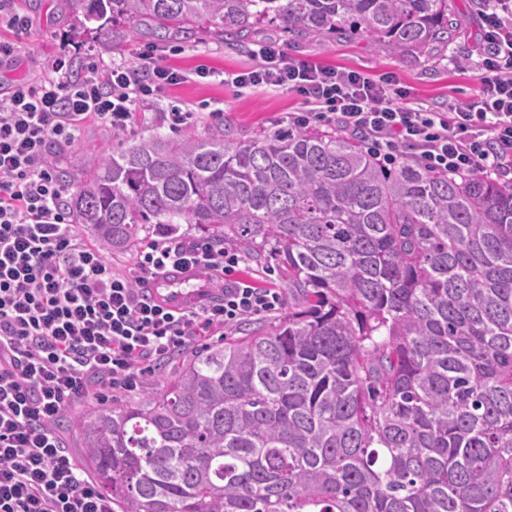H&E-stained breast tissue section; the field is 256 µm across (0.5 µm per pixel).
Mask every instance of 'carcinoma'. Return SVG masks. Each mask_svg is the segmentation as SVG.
Masks as SVG:
<instances>
[{
  "label": "carcinoma",
  "mask_w": 512,
  "mask_h": 512,
  "mask_svg": "<svg viewBox=\"0 0 512 512\" xmlns=\"http://www.w3.org/2000/svg\"><path fill=\"white\" fill-rule=\"evenodd\" d=\"M69 2L76 37L124 20L241 43L266 22L423 55L460 23L448 0ZM71 205L114 251L191 224L286 277L267 328L77 420L119 512H512V187L281 122L157 132Z\"/></svg>",
  "instance_id": "cac0c4a2"
}]
</instances>
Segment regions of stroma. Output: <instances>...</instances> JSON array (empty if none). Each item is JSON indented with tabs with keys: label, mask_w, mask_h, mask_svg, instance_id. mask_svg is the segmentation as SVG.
<instances>
[{
	"label": "stroma",
	"mask_w": 512,
	"mask_h": 512,
	"mask_svg": "<svg viewBox=\"0 0 512 512\" xmlns=\"http://www.w3.org/2000/svg\"><path fill=\"white\" fill-rule=\"evenodd\" d=\"M11 5L31 22L29 30L20 34L0 28V38L15 42L24 58L18 77L31 81L42 78L64 42L71 45L70 71L76 78L84 76L88 58L106 65L114 61L131 64L139 51L152 43L158 44L165 63L188 76L186 82L169 89L149 110L136 113L127 130L113 132L95 121H86L80 142L69 150L63 166L68 174L65 184L72 192L97 170L112 150L137 143L155 132L167 131L164 114L172 106H179L189 114L186 123L178 128V135L195 137L226 127L234 133L248 135L287 119L289 113L306 111L305 101L286 89L239 88L220 81L219 72L239 73L254 67L257 59L253 49L268 40L283 42L290 55L323 67L354 70L372 77L390 75L406 91V102L411 107L446 112L474 99L482 88L477 73L461 70L463 64L476 59L481 43V21L475 0H448V12L460 19V26L448 45L419 56L403 55L391 45L375 46L363 38L356 41L320 36L287 39L278 28L264 24L257 25L242 46L212 39L201 32L160 41L150 26L140 25L134 32L126 22L115 25L110 37L78 38L74 35L77 17L66 0H11ZM200 68L212 70V77L195 78L194 73ZM171 368L166 360L143 362L138 390L106 388L101 397L116 404L140 398ZM98 398L91 396L70 406L60 423L59 429L74 460L82 458L81 436L75 419L94 409Z\"/></svg>",
	"instance_id": "obj_1"
}]
</instances>
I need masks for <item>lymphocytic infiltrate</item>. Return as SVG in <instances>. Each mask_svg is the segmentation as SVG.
Listing matches in <instances>:
<instances>
[{
    "mask_svg": "<svg viewBox=\"0 0 512 512\" xmlns=\"http://www.w3.org/2000/svg\"><path fill=\"white\" fill-rule=\"evenodd\" d=\"M480 2L483 90L448 113L404 105L391 78L325 68L274 42L255 49L258 67L228 80L297 93L310 109L291 123L315 118L363 137L380 159L406 146L430 168L512 187V0ZM69 59L60 46L46 76L0 83V512H113L67 453L58 429L66 409L104 388L134 390L143 361L284 305L278 289L240 277L239 248L209 238L154 240L132 267H112L75 221L60 152L90 118L127 130L182 75L150 48L132 65L90 63L78 79ZM172 269L207 273L214 294L169 310L146 284Z\"/></svg>",
    "mask_w": 512,
    "mask_h": 512,
    "instance_id": "lymphocytic-infiltrate-1",
    "label": "lymphocytic infiltrate"
}]
</instances>
